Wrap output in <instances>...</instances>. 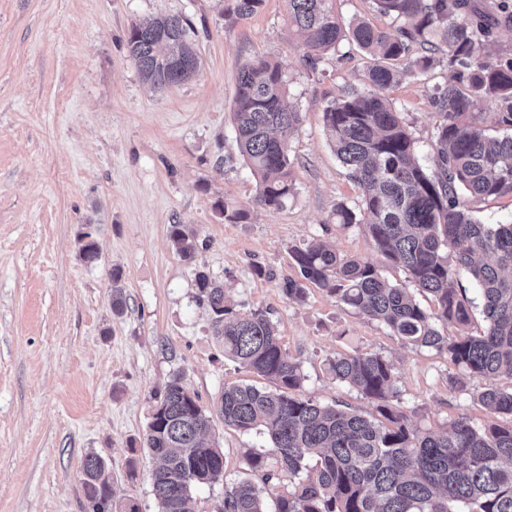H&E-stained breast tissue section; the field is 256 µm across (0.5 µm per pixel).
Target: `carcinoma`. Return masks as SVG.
Wrapping results in <instances>:
<instances>
[{
	"instance_id": "obj_1",
	"label": "carcinoma",
	"mask_w": 512,
	"mask_h": 512,
	"mask_svg": "<svg viewBox=\"0 0 512 512\" xmlns=\"http://www.w3.org/2000/svg\"><path fill=\"white\" fill-rule=\"evenodd\" d=\"M288 19L304 36L306 61L342 41L355 44L374 64L371 90L332 102L324 123L348 178L361 189L359 210L336 208V223L364 224L374 248L403 268L416 290L428 294L425 311L407 288L385 279L375 265L345 258L312 241L291 250L299 277L282 284L287 299L301 301L305 284L321 288L356 314L379 321L413 346L430 348L471 373L512 379V224H483L476 201L512 197V58L486 52L495 33L512 29L508 0H374L378 11L404 25L392 34L364 21L343 24L333 0H286ZM264 0H226L224 13L240 19L258 13ZM190 20L161 14L130 28L128 55L141 78L157 91L197 74ZM447 48L448 81L434 97L443 120L435 132L432 168L421 164L415 140L400 113L373 89L396 81L393 61L419 75L431 69L439 45ZM188 66L172 67L171 59ZM278 63L255 58L237 75L233 125L239 151L257 179L254 203L283 207L293 192L289 138L300 113L287 104ZM230 223L250 210L218 201ZM170 239L188 262L197 256L195 231L170 225ZM468 273L481 299L484 331H467L474 300L455 287ZM112 311L125 309L124 273L112 269ZM197 302L209 312L224 354L271 381L274 388L225 385L219 414L224 427L264 430L271 448L247 455L248 472L224 484L217 512H266L265 487L288 475L274 512H512V390L489 384L472 399L493 422L476 427L465 417L450 426L421 429L395 403L391 363L376 354L339 355L328 362L337 383L375 404L365 417L340 405L323 406L297 393L300 363L282 349L275 324L261 310L228 303L224 285L203 270L195 275ZM455 326L446 336L433 323ZM211 417L181 379L157 395L145 437L158 512H192V489L224 478V455L206 439ZM92 512L118 509L112 475L99 457L85 459L81 475Z\"/></svg>"
}]
</instances>
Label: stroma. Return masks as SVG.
<instances>
[{
  "instance_id": "1",
  "label": "stroma",
  "mask_w": 512,
  "mask_h": 512,
  "mask_svg": "<svg viewBox=\"0 0 512 512\" xmlns=\"http://www.w3.org/2000/svg\"><path fill=\"white\" fill-rule=\"evenodd\" d=\"M159 14L191 21L199 58L196 76L162 92L125 48L132 25ZM256 57L280 65L302 117L289 140L294 191L277 210L254 206L256 179L232 124L238 68ZM369 64L343 42L309 65L285 0L239 20L217 0H0V512H88L81 468L90 454L107 463L120 504L157 512L144 436L156 394L174 377L212 410L209 436L224 453L223 483L194 489V512H216L225 484L244 477L247 451L267 450L266 433L225 428L215 412L225 385L267 381L225 355L196 302L199 268L237 308L268 312L301 365L305 397L373 413L328 370L336 356L373 353L391 361L412 424L489 422L471 397L488 378L462 375L465 391L452 390L448 379L460 373L446 357L316 286L300 302L282 292L297 275L291 248L314 240L407 282L364 225L336 221L337 206L358 208L361 191L328 140L324 110L366 90ZM448 77L440 52L427 75L401 71L382 91L427 166L441 119L432 100ZM219 200L250 208L249 220L226 222ZM173 224L195 229V263L173 247ZM86 231L99 251L92 264L80 257ZM115 267L124 272L120 317Z\"/></svg>"
}]
</instances>
